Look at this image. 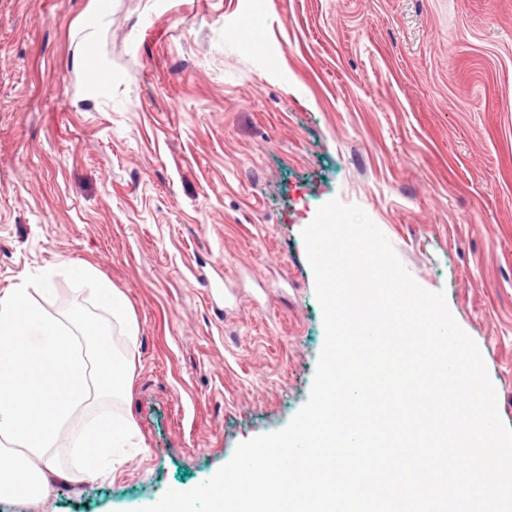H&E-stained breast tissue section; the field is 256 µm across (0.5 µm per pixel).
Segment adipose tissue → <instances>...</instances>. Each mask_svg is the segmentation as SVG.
I'll list each match as a JSON object with an SVG mask.
<instances>
[{"mask_svg": "<svg viewBox=\"0 0 512 512\" xmlns=\"http://www.w3.org/2000/svg\"><path fill=\"white\" fill-rule=\"evenodd\" d=\"M74 284L89 287L98 309L80 319H60L34 303L50 293L54 270L23 280L0 297V497L47 494L63 477L58 464L59 432L86 408L90 396L114 397L124 377L112 362L116 324L137 334L124 296L92 267L69 269ZM127 428L105 420L80 427L75 453L88 472L111 469L112 452L123 447ZM45 457L46 467L31 469L29 455Z\"/></svg>", "mask_w": 512, "mask_h": 512, "instance_id": "1", "label": "adipose tissue"}]
</instances>
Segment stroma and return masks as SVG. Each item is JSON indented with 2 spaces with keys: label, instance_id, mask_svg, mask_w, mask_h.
<instances>
[{
  "label": "stroma",
  "instance_id": "stroma-1",
  "mask_svg": "<svg viewBox=\"0 0 512 512\" xmlns=\"http://www.w3.org/2000/svg\"><path fill=\"white\" fill-rule=\"evenodd\" d=\"M107 4L88 47L91 0H0V295L63 261L125 295L126 394L88 416L131 436L0 512H138L283 428L325 340L301 232L334 198L445 291L512 426V0ZM38 303L94 310L64 275ZM74 68L77 72H81L85 75L87 79V74L91 70L88 64V59L84 54H80L75 60H74ZM110 82V77L99 71H95V73L92 75L90 80L87 79V88L93 92L98 94L99 92L105 90Z\"/></svg>",
  "mask_w": 512,
  "mask_h": 512
}]
</instances>
